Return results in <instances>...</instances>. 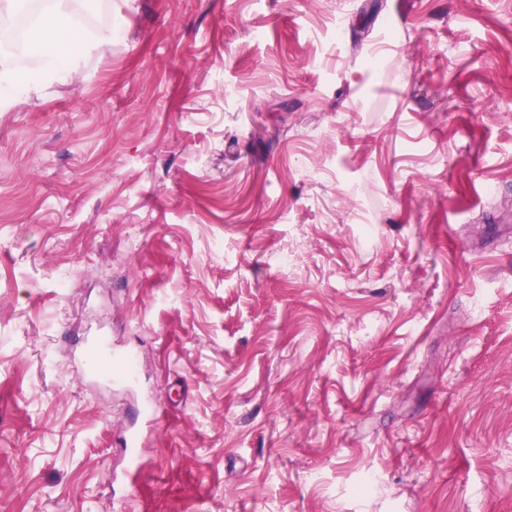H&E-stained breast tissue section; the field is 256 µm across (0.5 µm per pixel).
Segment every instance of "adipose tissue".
Segmentation results:
<instances>
[{"mask_svg":"<svg viewBox=\"0 0 512 512\" xmlns=\"http://www.w3.org/2000/svg\"><path fill=\"white\" fill-rule=\"evenodd\" d=\"M77 0H47V5L33 21L29 45L44 49L45 75L68 74L79 58L103 41L98 32L87 31L74 22Z\"/></svg>","mask_w":512,"mask_h":512,"instance_id":"obj_1","label":"adipose tissue"}]
</instances>
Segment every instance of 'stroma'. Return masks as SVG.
I'll return each mask as SVG.
<instances>
[{
  "label": "stroma",
  "instance_id": "stroma-1",
  "mask_svg": "<svg viewBox=\"0 0 512 512\" xmlns=\"http://www.w3.org/2000/svg\"><path fill=\"white\" fill-rule=\"evenodd\" d=\"M81 4L0 112V512H512V0ZM77 0H47L48 5L33 21L27 46L46 50L44 74H70L74 63L105 39V33L83 30L75 25Z\"/></svg>",
  "mask_w": 512,
  "mask_h": 512
}]
</instances>
